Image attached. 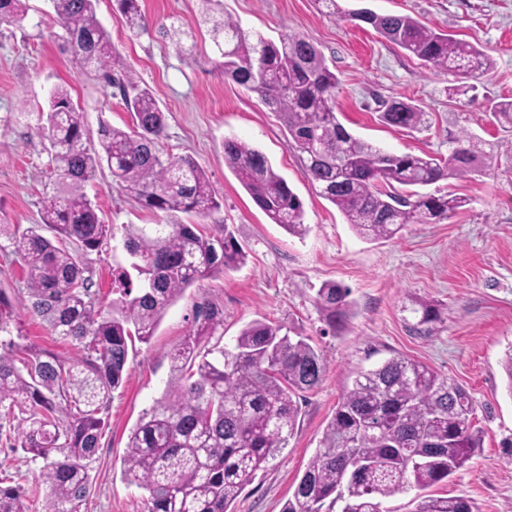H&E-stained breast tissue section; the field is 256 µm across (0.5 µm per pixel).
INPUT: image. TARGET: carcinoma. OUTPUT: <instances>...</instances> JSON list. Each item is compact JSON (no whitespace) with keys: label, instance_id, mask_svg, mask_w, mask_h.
<instances>
[{"label":"carcinoma","instance_id":"carcinoma-1","mask_svg":"<svg viewBox=\"0 0 512 512\" xmlns=\"http://www.w3.org/2000/svg\"><path fill=\"white\" fill-rule=\"evenodd\" d=\"M116 2L131 32L147 30L142 0ZM204 2L224 75L278 114L305 178L358 235L391 239L408 224H436L466 205L451 194H403L399 187H425L475 171L478 158L471 149L460 144L443 160L388 153L355 137L336 115L340 81L313 42L297 33L276 41L254 34L225 16L220 0ZM52 3L80 68L119 89L132 124L123 129L101 123L96 149L89 145L84 113L58 87L45 122L36 127L48 143L52 192L42 201L38 223L24 229L0 224V238L23 263L24 306L75 355L11 340L1 344L0 419L13 427L17 447L41 460L47 512H83L107 411L127 377L129 345L149 342L187 289L243 264L246 254L225 224L213 235L200 232L221 202L192 157L160 153L167 113L148 87L117 66L97 0ZM26 15V0H0V23L19 25ZM344 18L371 26L438 73L468 79L489 66L474 44L408 15L359 9ZM423 117L401 100L384 103L380 113L382 123L405 129L417 128ZM223 149L224 163L268 219L304 235V204L266 154L235 136L224 139ZM104 168L143 207L166 219L124 227L136 277L118 271L120 297L106 312L80 260L114 235L85 192ZM179 213L193 221L176 219ZM350 294L335 281L318 289L316 302L329 328L344 326L353 314ZM411 313L419 316L414 329L420 333H430L439 320L426 302L413 303ZM223 337V309L201 297L185 339L170 355L164 398L130 431L122 477L147 493L146 512H233L257 472L288 447L303 393L322 381L323 355L279 323L249 322L230 348L221 345ZM473 412L464 386L417 360L394 356L357 373L282 512H331L333 505L336 512H390L383 508L386 499L448 480L482 447ZM28 496L17 485L0 486V512H29ZM416 512L472 507L463 496H427Z\"/></svg>","mask_w":512,"mask_h":512}]
</instances>
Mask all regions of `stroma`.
I'll list each match as a JSON object with an SVG mask.
<instances>
[{
    "mask_svg": "<svg viewBox=\"0 0 512 512\" xmlns=\"http://www.w3.org/2000/svg\"><path fill=\"white\" fill-rule=\"evenodd\" d=\"M223 4L245 29L273 40L296 32L314 42L340 80L336 113L353 135L390 153L440 157L464 136L481 166L466 177L437 182V190L467 200L452 218L407 225L388 240L364 239L304 177L277 114L256 93L225 78L201 0H143L149 28L137 35L125 27L115 0H99L97 17L118 60L153 91L167 114L159 151L191 156L203 168L223 201L213 220L233 230L247 258L239 269L189 288L168 308L151 342L135 343L129 377L107 413L86 512H145V492L122 478V457L131 429L164 396L170 354L203 296L224 309L225 341L266 317L308 337L326 361L321 384L301 403L287 448L245 488L234 512H281L346 384L358 371L398 355L465 386L484 433L482 448L447 483L432 487V494L465 497L473 512H512V391L501 365L512 347V124L487 110L489 102L512 99V0H340L346 10L412 16L477 46L490 67L459 90L452 75L430 72L369 25L329 14L316 0ZM28 6L22 26L0 25V224L24 227L38 223L48 189L49 157L35 128L55 86L69 90L89 132L103 122L121 128L131 123L118 88L79 70L50 0H28ZM170 22L183 31V51L158 32ZM393 98L424 112L419 129L380 122L381 103ZM228 136L261 149L286 178L304 204L310 226L304 236L271 223L255 205L224 163ZM86 191L104 223L119 228L157 221L109 172H100ZM124 258L118 237L88 256L101 306L112 302V266ZM24 279L10 251H0V291L11 302L13 336L71 355L21 304ZM327 281L350 288L355 303L348 326L337 332L326 326L315 303ZM416 299L439 312L431 335L411 328L408 309ZM0 462L7 485L40 486L38 465L11 450L1 434Z\"/></svg>",
    "mask_w": 512,
    "mask_h": 512,
    "instance_id": "stroma-1",
    "label": "stroma"
}]
</instances>
